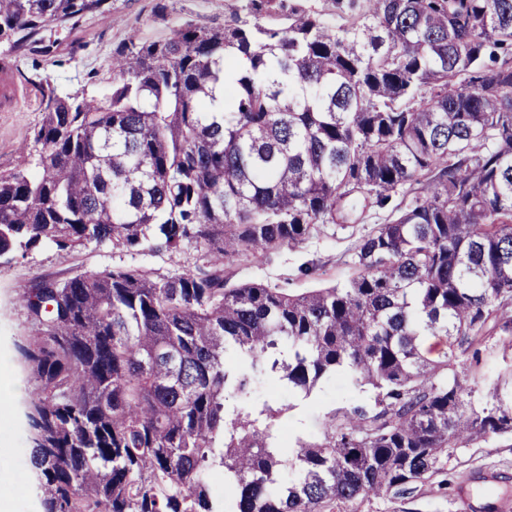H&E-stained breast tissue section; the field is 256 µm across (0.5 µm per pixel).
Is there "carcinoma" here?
I'll list each match as a JSON object with an SVG mask.
<instances>
[{
    "mask_svg": "<svg viewBox=\"0 0 512 512\" xmlns=\"http://www.w3.org/2000/svg\"><path fill=\"white\" fill-rule=\"evenodd\" d=\"M218 25L112 51L101 97L40 84L27 162L0 175V258L201 251L18 291L35 382L31 461L48 512H357L412 498L458 448L512 436V363L473 396L480 346L512 343V0H239ZM112 0H0V43ZM276 14L282 25L264 19ZM234 88L212 111L217 83ZM360 236L353 277L295 294L229 284L225 261L296 249L327 224ZM438 336L435 358L422 348ZM341 373L370 396L285 440L293 403ZM218 471L224 497L210 495Z\"/></svg>",
    "mask_w": 512,
    "mask_h": 512,
    "instance_id": "carcinoma-1",
    "label": "carcinoma"
}]
</instances>
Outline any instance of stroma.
Returning <instances> with one entry per match:
<instances>
[{"label": "stroma", "mask_w": 512, "mask_h": 512, "mask_svg": "<svg viewBox=\"0 0 512 512\" xmlns=\"http://www.w3.org/2000/svg\"><path fill=\"white\" fill-rule=\"evenodd\" d=\"M156 3L157 0H112L107 18H92L78 29L59 31L53 56L28 60L20 66L13 75L11 101L0 98V174L22 164V149L30 143L42 118L39 82L50 81L62 93L83 89L88 94L104 96L111 87L112 51L118 44L133 36L144 41L162 39L174 23L188 19L221 23L237 0H166L167 11L162 17L155 12ZM386 218V212L377 211L363 224H330L299 248H284L257 261H236L227 269L233 283L261 281L294 293L343 284L354 274L351 255L356 240L366 228L384 223ZM199 261L200 254L192 247L168 255L148 249L122 252L111 244L95 242L71 252L43 244L25 256L0 259V374L12 378L17 386L9 410L0 413V442L15 450L8 485L15 499V512H43L37 471L28 459L30 433L25 412L34 383L18 352L19 343L32 334L33 327L17 301L18 290L47 278L65 280L88 271L128 266L174 275L193 268ZM307 262L314 264V275L300 273V266ZM362 397V392L349 388L342 378L332 379L320 384L308 399L298 401L281 417L280 425L283 432L293 435L313 433L327 412L350 406ZM481 468L500 472L505 488L512 490V438H495L457 449L448 462L447 487L426 484L411 500L374 498L360 504V512H463L454 491L464 476Z\"/></svg>", "instance_id": "1"}]
</instances>
